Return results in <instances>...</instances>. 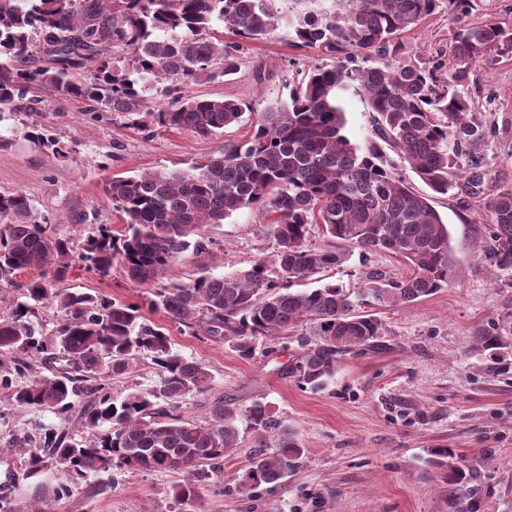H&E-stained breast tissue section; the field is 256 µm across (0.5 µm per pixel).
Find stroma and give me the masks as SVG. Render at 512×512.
Here are the masks:
<instances>
[{"instance_id": "obj_1", "label": "stroma", "mask_w": 512, "mask_h": 512, "mask_svg": "<svg viewBox=\"0 0 512 512\" xmlns=\"http://www.w3.org/2000/svg\"><path fill=\"white\" fill-rule=\"evenodd\" d=\"M454 28L448 4L441 0L431 17L403 34L406 57L422 66L443 60ZM332 63L321 51L294 46L283 27L245 43L236 74L184 88L189 97H230L249 105L241 123L210 139L182 128L140 131L120 114L89 112L75 99H47L41 111L0 118V137L8 141L0 148V193L24 191L42 217L77 243L99 224L120 232L124 217L104 193L109 178L202 161L224 142L243 139L257 113L287 99L305 70ZM473 78L487 125L481 182L432 201L450 234L454 265L448 286L409 305L379 310L388 329L379 347L346 355L324 388H310L287 374L299 352L293 339L260 342L253 357L245 359L230 343L171 324L150 307L148 287L121 269L106 276L79 262L71 269L66 289L139 305L147 321L166 329L174 350L207 366L209 388L187 396L180 409L184 419L207 421L218 402L243 411L260 400L305 448L299 466L278 487L258 490L247 500L236 495L235 486L260 443L255 432L242 430L237 448L222 463L223 483L202 491L196 512H458L452 487L428 463L435 448L452 449L466 464L469 512H512V351L492 356L472 349L479 326L512 311V270H493L476 256L488 233L482 201L512 186V58L477 65ZM33 122L49 146L27 138ZM77 211L93 213V223H74ZM270 221L269 214L253 208L208 226L214 259L185 255L168 269L167 279L187 282L270 258L275 250L265 231ZM371 267L400 276L407 272L389 252L351 248L343 264L305 285L353 288ZM83 403L75 398L65 418L46 408L0 405V488L11 490L15 512H27L32 502L16 438L58 430L84 440ZM183 479L179 470L131 471L111 489L92 494L89 477L74 485L70 497L54 502L51 512H174L171 489Z\"/></svg>"}]
</instances>
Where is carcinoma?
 Masks as SVG:
<instances>
[{"label":"carcinoma","mask_w":512,"mask_h":512,"mask_svg":"<svg viewBox=\"0 0 512 512\" xmlns=\"http://www.w3.org/2000/svg\"><path fill=\"white\" fill-rule=\"evenodd\" d=\"M0 0V115L34 112L43 99L36 86L72 98L91 110L118 112L136 129L186 128L203 139L241 122L248 106L238 100L187 97L190 81L215 82L237 73L239 44L284 26L301 48L334 59L316 66L262 113L242 140L226 143L185 170L114 176L105 193L123 213V233L101 224L76 246L58 225L40 219L23 191L0 193V276L26 268L28 301L0 314V354L13 369L0 373V400L20 409L45 407L67 414L72 397L86 401L80 418L88 437L80 442L47 432L22 452L26 476L35 480L38 507L67 498L72 484L40 482L47 464L79 480L114 478L120 471L182 470L172 488L180 512H193L202 490L218 481L224 456L238 445V421L262 437L271 428L267 405L243 413L217 403L203 424L174 411L207 389L211 375L199 361L173 350L170 336L145 321L134 304L58 288L74 260L107 275L121 268L130 280L153 285L190 252L211 255L204 230L232 214L259 207L274 214L266 231L273 258L250 269L154 288L149 305L178 327L230 343L243 358L255 343L292 336L301 353L288 372L313 388L336 373L341 357L372 348L386 327L374 311L402 307L448 287L452 267L448 225L430 199L415 194L379 142L394 149L434 193L446 195L457 180L479 182L478 151L487 138L470 83L476 64L512 57V28L498 21L466 22L471 0H448L456 28L448 63L421 67L403 57L402 34L418 27L439 0ZM220 22L235 41H224ZM126 51L120 67L110 51ZM355 86L372 112V136L357 145L343 133L339 92ZM488 235L478 246L489 266L512 269V187L483 202ZM321 227L329 244L310 243ZM387 250L409 267L405 276L374 268L355 289L333 283L295 291L292 283L330 270L347 254L333 243ZM54 304L63 323L42 336L30 317ZM483 351L512 350V313L475 331ZM62 359L53 376L15 377L30 371L28 359ZM146 357L160 370L158 382L123 400L112 399L111 375L135 372ZM306 449L287 431L259 451L236 485L253 496L278 485ZM442 479L462 491L464 469L451 466Z\"/></svg>","instance_id":"cac0c4a2"}]
</instances>
